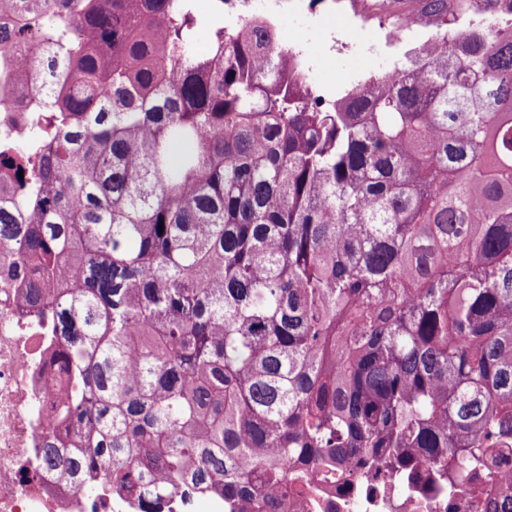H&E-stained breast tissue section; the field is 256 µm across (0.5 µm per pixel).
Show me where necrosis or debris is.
Returning a JSON list of instances; mask_svg holds the SVG:
<instances>
[{"mask_svg":"<svg viewBox=\"0 0 512 512\" xmlns=\"http://www.w3.org/2000/svg\"><path fill=\"white\" fill-rule=\"evenodd\" d=\"M30 94L14 90L0 77V137L16 135ZM20 280L0 281V512H131L108 486L88 495L64 486L40 463L42 443L57 423L53 411L66 392L64 377L52 362L38 317L17 301ZM496 485H486L457 500L418 481L385 484L357 467L346 482L322 483L302 512H483Z\"/></svg>","mask_w":512,"mask_h":512,"instance_id":"4bbe7bcc","label":"necrosis or debris"}]
</instances>
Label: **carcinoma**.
Instances as JSON below:
<instances>
[{"label":"carcinoma","mask_w":512,"mask_h":512,"mask_svg":"<svg viewBox=\"0 0 512 512\" xmlns=\"http://www.w3.org/2000/svg\"><path fill=\"white\" fill-rule=\"evenodd\" d=\"M202 28L194 0H0V51L24 49L0 69L36 101L0 143V247L68 388L42 464L136 512L187 483L288 512L359 462L450 492L489 473L512 441V31L315 100L275 20L211 25L205 53Z\"/></svg>","instance_id":"cac0c4a2"}]
</instances>
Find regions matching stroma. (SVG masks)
<instances>
[{
    "label": "stroma",
    "mask_w": 512,
    "mask_h": 512,
    "mask_svg": "<svg viewBox=\"0 0 512 512\" xmlns=\"http://www.w3.org/2000/svg\"><path fill=\"white\" fill-rule=\"evenodd\" d=\"M372 0H280L275 22L284 44H302L310 76L319 90L351 88L367 74L390 70L403 54L424 42L426 35L416 27L399 32L388 43L374 23L360 28L352 23L353 13L368 11ZM336 34L344 47L330 50L329 34ZM335 71V84H328V71Z\"/></svg>",
    "instance_id": "stroma-1"
}]
</instances>
